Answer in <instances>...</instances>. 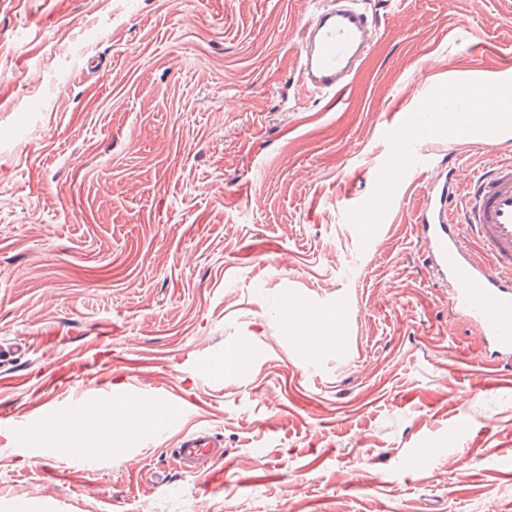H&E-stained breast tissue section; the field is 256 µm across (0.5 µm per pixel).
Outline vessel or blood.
Returning <instances> with one entry per match:
<instances>
[{
    "instance_id": "vessel-or-blood-1",
    "label": "vessel or blood",
    "mask_w": 512,
    "mask_h": 512,
    "mask_svg": "<svg viewBox=\"0 0 512 512\" xmlns=\"http://www.w3.org/2000/svg\"><path fill=\"white\" fill-rule=\"evenodd\" d=\"M373 23L368 0H319L302 28L296 53L302 87L327 96L344 90L370 53L368 35ZM460 94L466 106L454 115H446L442 100L436 97L422 98L415 111L404 113L409 130L398 135L393 161L378 174L384 191L353 208L356 221L380 220L396 197L393 185L398 172L422 155L421 133L437 142L452 135H476L493 142L512 127L497 90L480 76L462 78ZM500 154L495 166L474 173L468 181L445 180L440 195L428 196L418 210L416 225L429 242L430 274L448 284L449 308L480 328L494 358L511 360L512 151L504 148ZM473 236L480 240L482 254L470 249ZM64 413L91 427L108 410L102 402L77 398ZM223 457V439L205 430L184 434L177 450L180 466L189 472L202 462Z\"/></svg>"
}]
</instances>
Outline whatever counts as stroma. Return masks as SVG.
Returning a JSON list of instances; mask_svg holds the SVG:
<instances>
[{"label": "stroma", "mask_w": 512, "mask_h": 512, "mask_svg": "<svg viewBox=\"0 0 512 512\" xmlns=\"http://www.w3.org/2000/svg\"><path fill=\"white\" fill-rule=\"evenodd\" d=\"M342 101L299 93L308 0H0V415L36 396L189 400L152 438L0 428L6 512H512V364L448 308L395 186L399 115L512 55V0H375ZM341 314L301 344L289 306ZM248 346L238 374L224 351ZM53 373L71 381L41 384ZM224 440L198 474L187 426Z\"/></svg>", "instance_id": "35a3bbf8"}]
</instances>
